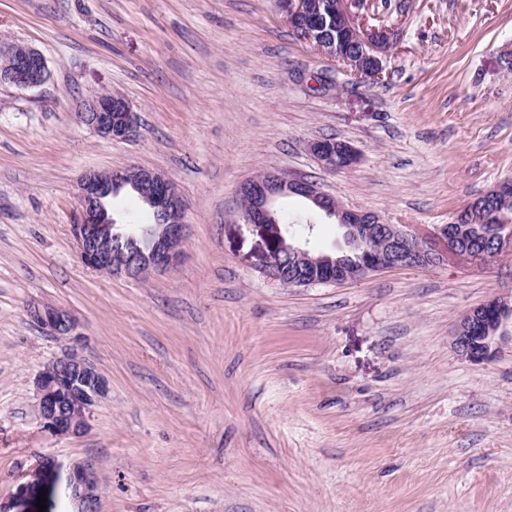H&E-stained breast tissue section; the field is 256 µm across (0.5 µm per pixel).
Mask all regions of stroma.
I'll return each instance as SVG.
<instances>
[{
  "instance_id": "obj_1",
  "label": "stroma",
  "mask_w": 512,
  "mask_h": 512,
  "mask_svg": "<svg viewBox=\"0 0 512 512\" xmlns=\"http://www.w3.org/2000/svg\"><path fill=\"white\" fill-rule=\"evenodd\" d=\"M394 29L371 83L298 40L275 0H0V41L41 87L0 86V500L40 453L93 459L101 512H512V323L457 355L458 320L512 291V255L282 288L239 216L266 170L390 224H445L512 178V0H369ZM104 90L125 140L76 112ZM360 153L331 172L316 137ZM141 166L181 192L180 261L147 279L87 268L70 233L90 169ZM69 310L110 385L87 433L44 432L35 379L60 353L27 314ZM0 56L5 59L0 66V85L27 90L47 82L48 63L37 48L22 43L1 44ZM78 120L98 136L125 140L136 131L140 115L119 93H98L84 100Z\"/></svg>"
}]
</instances>
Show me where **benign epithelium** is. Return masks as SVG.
Wrapping results in <instances>:
<instances>
[{
  "label": "benign epithelium",
  "mask_w": 512,
  "mask_h": 512,
  "mask_svg": "<svg viewBox=\"0 0 512 512\" xmlns=\"http://www.w3.org/2000/svg\"><path fill=\"white\" fill-rule=\"evenodd\" d=\"M363 2L334 0L327 5L321 0H277V5L299 39L359 78L376 82L383 77L394 32L360 22ZM0 56L4 58L0 85L27 90L47 82L48 63L37 48L22 43L1 44ZM77 118L95 134L110 140L131 137L140 121L129 100L113 92L85 99ZM308 149L330 171L351 168L359 161L357 150L347 142L316 138L309 141ZM126 183L150 188L152 209L163 218V223L150 224L140 233L112 223L106 199L112 197V188ZM505 188L504 183L495 185L482 194L484 204L475 208L470 202L466 209L480 211L485 221L494 220L492 200ZM238 194L249 199L248 207L241 212L243 223L257 228L267 246L263 273L270 283L283 288L341 285L391 269L440 266L512 254L511 230L498 231L486 245H471L448 224H387L377 215L336 203L335 197L305 179L288 178L276 172L242 183ZM288 195L303 196L319 210L337 215L342 235L340 251L346 253L334 260L323 259L312 272L299 269L297 278L289 283L280 273L279 259L286 254L298 264L304 259V251L283 234H274L268 226L274 201ZM78 198L80 213L71 225V234L86 267L111 276L144 279L167 270L179 260L187 235L184 203L165 174L142 167L90 171L80 178ZM27 314L47 335L66 342L61 354L45 365L35 381L40 423L52 436L81 435L89 428L93 408L107 399L108 381L85 355V338L67 309L32 302ZM511 314L512 295L493 296L470 310L454 329L455 351L472 362L489 359L501 339L499 330ZM28 477L24 490L29 498L54 489L59 479L54 456L39 457ZM65 486L75 505L74 512H100L104 488L92 460L73 463Z\"/></svg>",
  "instance_id": "7a95c632"
}]
</instances>
